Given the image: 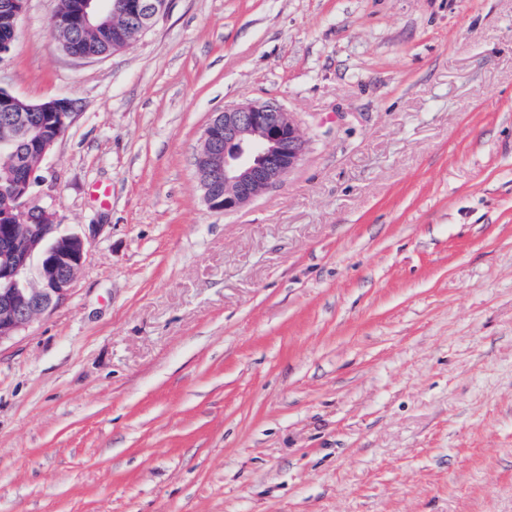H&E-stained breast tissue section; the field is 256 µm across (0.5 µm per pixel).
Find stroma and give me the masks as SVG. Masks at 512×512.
<instances>
[{"label": "stroma", "mask_w": 512, "mask_h": 512, "mask_svg": "<svg viewBox=\"0 0 512 512\" xmlns=\"http://www.w3.org/2000/svg\"><path fill=\"white\" fill-rule=\"evenodd\" d=\"M57 7L0 87L72 101L31 196L91 246L0 343V512H512V0H169L89 60ZM246 101L308 149L214 212ZM308 142L292 112L244 102L213 115L195 166L212 211L235 212L281 183L302 161Z\"/></svg>", "instance_id": "35a3bbf8"}]
</instances>
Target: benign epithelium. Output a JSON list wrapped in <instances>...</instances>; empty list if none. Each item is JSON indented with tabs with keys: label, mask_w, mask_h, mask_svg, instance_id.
<instances>
[{
	"label": "benign epithelium",
	"mask_w": 512,
	"mask_h": 512,
	"mask_svg": "<svg viewBox=\"0 0 512 512\" xmlns=\"http://www.w3.org/2000/svg\"><path fill=\"white\" fill-rule=\"evenodd\" d=\"M168 0H80L83 28L108 27L117 16L137 37L165 13ZM18 31L23 0H0ZM38 112L40 127L0 137L14 165L13 192L0 203V343L64 302L89 253V241L64 233L56 214L30 201L33 173L64 135L73 104L53 98L26 105L0 87V112ZM308 142L292 113L273 103L244 102L213 115L195 166L204 199L215 212H235L281 183L302 161Z\"/></svg>",
	"instance_id": "benign-epithelium-1"
}]
</instances>
